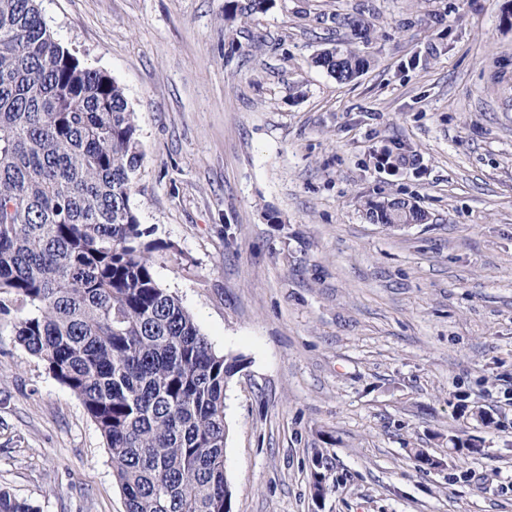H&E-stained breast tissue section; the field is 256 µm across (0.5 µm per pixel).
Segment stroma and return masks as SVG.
Here are the masks:
<instances>
[{
	"instance_id": "stroma-1",
	"label": "stroma",
	"mask_w": 512,
	"mask_h": 512,
	"mask_svg": "<svg viewBox=\"0 0 512 512\" xmlns=\"http://www.w3.org/2000/svg\"><path fill=\"white\" fill-rule=\"evenodd\" d=\"M224 3L38 0L124 89L157 281L243 361L224 396L233 512H512V0H275L234 21ZM347 16L374 24L373 64L340 83L310 59ZM400 142L406 162L377 164ZM409 196L429 223L366 216ZM13 321L0 488L39 512H125L94 422Z\"/></svg>"
}]
</instances>
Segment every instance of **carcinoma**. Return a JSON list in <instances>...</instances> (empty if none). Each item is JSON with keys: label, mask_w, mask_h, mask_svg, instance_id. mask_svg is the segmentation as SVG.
I'll return each mask as SVG.
<instances>
[{"label": "carcinoma", "mask_w": 512, "mask_h": 512, "mask_svg": "<svg viewBox=\"0 0 512 512\" xmlns=\"http://www.w3.org/2000/svg\"><path fill=\"white\" fill-rule=\"evenodd\" d=\"M274 0H227L249 18ZM312 58L338 82L370 67L373 26ZM143 153L124 89L48 30L37 0H0V293L15 296L12 336L83 404L104 438L126 512H230L224 388L241 360L216 352L153 272L131 206ZM376 224H426L404 197L366 202ZM484 455L479 440L450 439ZM316 453L312 489H328ZM0 512H37L0 490Z\"/></svg>", "instance_id": "cac0c4a2"}]
</instances>
